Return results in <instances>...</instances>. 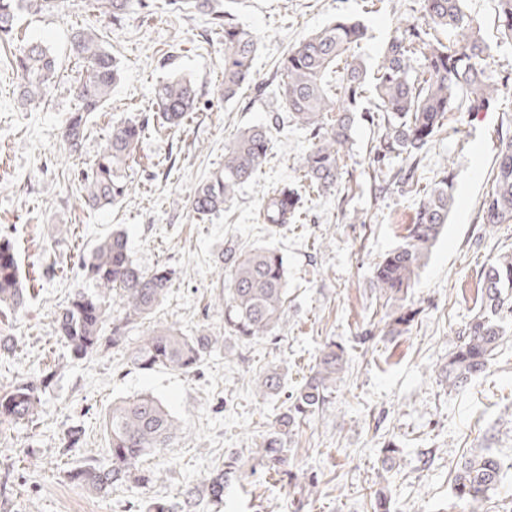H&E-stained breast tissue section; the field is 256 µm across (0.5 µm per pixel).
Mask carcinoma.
Segmentation results:
<instances>
[{
  "label": "carcinoma",
  "mask_w": 512,
  "mask_h": 512,
  "mask_svg": "<svg viewBox=\"0 0 512 512\" xmlns=\"http://www.w3.org/2000/svg\"><path fill=\"white\" fill-rule=\"evenodd\" d=\"M101 12L118 18L133 7V0H93ZM500 40L512 43V0H496ZM178 10L211 13V0H169ZM60 0H0V41L15 40V24L23 12L50 14ZM425 22L397 27L388 39L381 60L373 69L349 55L366 29L358 22L337 20L288 50L279 64V96L288 118L312 136L302 170L310 188L320 193L339 190L345 174V157L352 146L357 114L380 112L384 121L379 145L370 157L382 175L377 191L411 192L419 186L422 155L440 133L448 115L482 112L502 101L500 89L487 70L494 56L481 27L466 11V0H420ZM224 31V99L234 98L246 84L255 82L252 61L257 40L252 33L215 18ZM454 35L443 42L442 32ZM73 56L85 70L76 83V111L66 119L63 138L69 153L80 151L91 115L103 109L121 69L99 38L85 30L71 37ZM12 67L20 79V100L32 103L52 88L58 78L56 58L42 43H20L12 54ZM154 104L168 127H178L194 111L198 92L193 81L172 77L153 88ZM145 127L132 119L112 125L103 149L81 173L86 204L107 207L129 192L125 171ZM272 148V131L264 126L243 129L224 147V166L201 181L190 201V211L200 217L219 214L224 204L252 181ZM492 186L482 211L483 223H512V120L501 129L490 172ZM455 201L451 172L423 188L408 234L374 266L372 287L392 302L385 314L388 333L401 336L409 330L418 309L409 306V290L445 224ZM302 213V196L295 185L284 184L266 196L263 222L277 232ZM224 267V326L241 341L277 336L288 304V277L284 257L260 247L246 251L227 243L217 254ZM82 275L92 282L61 306L54 322L57 341L71 357L84 359L109 349L127 348L131 364L141 370L157 367L191 373L210 354L216 339L200 329L188 335L169 325L147 331L138 344L126 347L133 327L152 319L168 297L172 272L166 266L143 270L131 258L125 234L115 231L100 241L81 264ZM481 308L450 341L448 362L439 380L450 390L462 387L484 372L507 334L504 323L512 290V254L504 253L481 273ZM125 307L112 317V297ZM27 303L20 268L11 241L0 239V307L18 311ZM346 363L345 350L334 341L320 348L309 376L286 395L283 411L268 424L260 444L249 450L251 470L276 476L292 475L288 466V439L328 401ZM54 372L22 379L0 392V428L36 421L42 396ZM284 391L283 374L276 368L258 379L262 397ZM104 428L107 462L73 469L70 481L97 494L118 484H147L143 458L157 448H167L180 425L161 402L149 395L112 404ZM504 464L485 448L461 461L454 479L458 501L475 500L495 489ZM239 458L229 456L224 467L206 484L209 502L224 503V489L245 480Z\"/></svg>",
  "instance_id": "carcinoma-1"
}]
</instances>
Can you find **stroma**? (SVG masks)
<instances>
[{"label": "stroma", "mask_w": 512, "mask_h": 512, "mask_svg": "<svg viewBox=\"0 0 512 512\" xmlns=\"http://www.w3.org/2000/svg\"><path fill=\"white\" fill-rule=\"evenodd\" d=\"M212 15L172 10L167 0H138L120 20L90 0H62L50 15H22L19 38L55 54L60 77L50 96L25 105L10 60L0 46V237L14 245L28 302L0 312V336L17 346L0 358V389L54 372L37 421L0 430V512H141L149 497L181 504L228 456L248 459L281 397L261 398L256 381L280 366L289 387L306 376L330 339L348 363L326 405L295 431L289 459L297 481L256 472L226 489L221 508L204 512H374V492L388 487L393 512H440L452 505L457 467L472 449L488 448L512 463V335L490 368L463 389L440 385L449 341L480 307V275L495 256L512 251V223L481 222L498 130L512 103L449 121L420 163L424 182L455 175L448 223L412 289L421 312L407 333L390 336L383 300L370 286L375 263L407 233L418 194L376 195L380 175L369 154L382 132L378 114L354 132L346 159L352 190L346 202L308 191L300 164L312 145L291 125L278 96L277 64L289 48L340 17L364 24L359 55L377 62L396 21H410L419 0H212ZM493 48L491 80L512 74V45L498 39L495 0H467ZM230 18L257 39V84L225 99L224 35L213 14ZM88 28L119 60L121 81L94 114L80 154L61 138L77 105L73 83L82 66L69 52L72 33ZM186 76L198 87L196 109L184 123L158 133L153 85ZM135 119L147 130L126 175L132 184L118 204L92 208L82 200L79 173L103 148L115 121ZM272 129L273 148L258 176L206 218L188 209L199 181L224 164V145L248 126ZM296 183L305 193L300 221L270 235L258 217L272 187ZM125 232L133 261L144 270L174 273L168 298L153 319L185 333L206 329L218 342L198 372L142 371L124 351L74 359L57 342L53 319L86 282L82 259L112 229ZM252 248L274 243L286 260L288 309L276 337L243 343L224 329V271L217 253L226 242ZM149 393L180 423L170 446L151 453L147 486L123 484L96 496L67 473L103 459L104 419L114 401ZM83 431L81 447L64 451L68 429ZM400 452L391 470L387 443Z\"/></svg>", "instance_id": "1"}]
</instances>
